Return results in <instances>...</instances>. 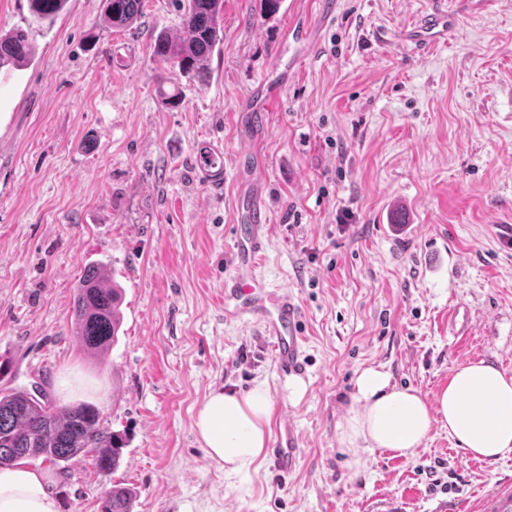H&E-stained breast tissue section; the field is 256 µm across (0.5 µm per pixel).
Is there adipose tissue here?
Here are the masks:
<instances>
[{"label": "adipose tissue", "instance_id": "obj_1", "mask_svg": "<svg viewBox=\"0 0 512 512\" xmlns=\"http://www.w3.org/2000/svg\"><path fill=\"white\" fill-rule=\"evenodd\" d=\"M340 440L349 451L346 464L365 467V448L412 456L433 428L476 459L512 456V376L485 361L455 368L435 400L416 389L392 384L388 373L363 369ZM272 397L259 383L245 394L209 393L194 417L198 440L208 456L224 467L230 489L250 495V473L266 450ZM47 470L17 464L0 468V512H59Z\"/></svg>", "mask_w": 512, "mask_h": 512}]
</instances>
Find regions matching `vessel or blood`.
<instances>
[{"mask_svg": "<svg viewBox=\"0 0 512 512\" xmlns=\"http://www.w3.org/2000/svg\"><path fill=\"white\" fill-rule=\"evenodd\" d=\"M453 29L454 22L447 8L437 6L405 31L403 39L415 50L424 51L447 41ZM235 210L232 272L224 282V318L258 322L272 343L279 373H301L305 369L302 309L288 290H269L256 276L269 231V209L264 199L252 197L236 204ZM299 447L300 439L294 424L288 418H279L271 443L274 469L283 475L294 473Z\"/></svg>", "mask_w": 512, "mask_h": 512, "instance_id": "b4317fda", "label": "vessel or blood"}]
</instances>
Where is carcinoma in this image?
<instances>
[{
  "instance_id": "1",
  "label": "carcinoma",
  "mask_w": 512,
  "mask_h": 512,
  "mask_svg": "<svg viewBox=\"0 0 512 512\" xmlns=\"http://www.w3.org/2000/svg\"><path fill=\"white\" fill-rule=\"evenodd\" d=\"M67 0H29L33 22L52 23ZM143 0H106V22L126 28L140 16ZM224 0H188L182 14L184 35L161 31L153 57L206 83L212 52L224 35L221 24ZM36 54L30 28L0 33V71L27 65ZM118 285L94 266L85 270L73 303V325L85 352L93 355L117 342L121 326ZM125 442L104 422L98 408L89 404L60 406L41 389L0 391V465L43 459L61 469L93 453L92 465L102 473L115 470ZM128 488L115 484L102 503V512H132Z\"/></svg>"
}]
</instances>
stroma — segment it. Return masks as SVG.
I'll return each mask as SVG.
<instances>
[{
    "label": "stroma",
    "mask_w": 512,
    "mask_h": 512,
    "mask_svg": "<svg viewBox=\"0 0 512 512\" xmlns=\"http://www.w3.org/2000/svg\"><path fill=\"white\" fill-rule=\"evenodd\" d=\"M433 3L337 0L326 21L317 0L272 17L224 0L203 85L152 58L159 32L181 35V0H143L127 29L104 25L105 0H68L44 26L0 0V32L30 27L37 45L0 72V390L56 401L72 374V404L126 441L114 472L55 470L59 512H101L116 483L134 512H485L512 485V456L474 459L438 428L409 458L364 450L356 473L338 437L364 368L430 399L461 365L512 374V0H446L454 33L419 52L402 33ZM211 141L219 192L197 177ZM255 187L271 220L257 273L304 314L296 404L259 325L224 319L234 201ZM99 264L122 327L91 356L71 313ZM260 382L298 429L299 465L282 478L262 462L241 498L194 415L211 390Z\"/></svg>",
    "instance_id": "stroma-1"
}]
</instances>
